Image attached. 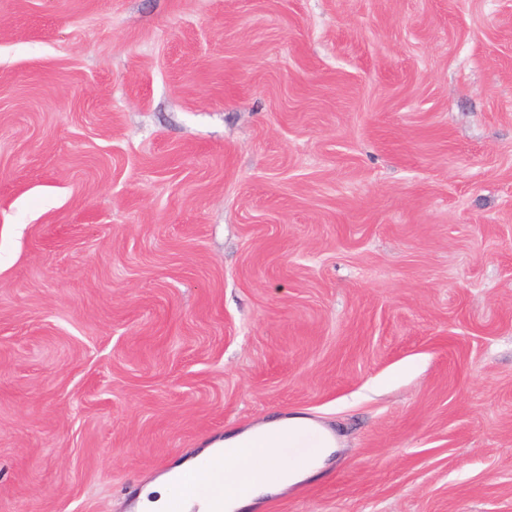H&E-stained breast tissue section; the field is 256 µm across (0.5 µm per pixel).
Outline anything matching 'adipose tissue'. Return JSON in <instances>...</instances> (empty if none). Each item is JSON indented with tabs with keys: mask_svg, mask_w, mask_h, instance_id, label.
Segmentation results:
<instances>
[{
	"mask_svg": "<svg viewBox=\"0 0 512 512\" xmlns=\"http://www.w3.org/2000/svg\"><path fill=\"white\" fill-rule=\"evenodd\" d=\"M338 446L333 431L306 416L275 418L246 430H231L211 448L147 484L137 508L139 512H212L205 497L188 495L179 481L185 477L194 486L207 485L206 464L218 455L224 466L222 512H251L264 497L317 476Z\"/></svg>",
	"mask_w": 512,
	"mask_h": 512,
	"instance_id": "ef3b65f1",
	"label": "adipose tissue"
}]
</instances>
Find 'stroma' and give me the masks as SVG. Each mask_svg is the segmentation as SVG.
I'll return each mask as SVG.
<instances>
[{"mask_svg":"<svg viewBox=\"0 0 512 512\" xmlns=\"http://www.w3.org/2000/svg\"><path fill=\"white\" fill-rule=\"evenodd\" d=\"M512 512V0H0V512ZM213 448V449H212ZM339 448L330 429L306 416L271 419L246 430H231L167 476L147 484L139 496V512H212L203 496H188L179 481L203 487L210 481L205 464L220 454L224 466V508L238 512L255 508L267 495L313 478ZM181 504V510L178 506Z\"/></svg>","mask_w":512,"mask_h":512,"instance_id":"obj_1","label":"stroma"}]
</instances>
